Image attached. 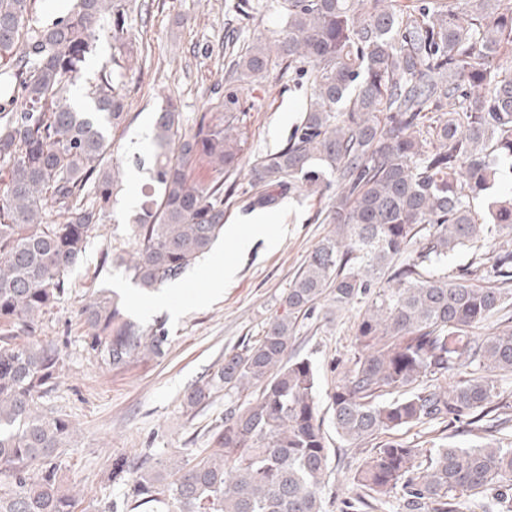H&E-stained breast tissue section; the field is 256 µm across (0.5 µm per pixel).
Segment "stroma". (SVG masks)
<instances>
[{
  "mask_svg": "<svg viewBox=\"0 0 512 512\" xmlns=\"http://www.w3.org/2000/svg\"><path fill=\"white\" fill-rule=\"evenodd\" d=\"M238 0H136L132 13L134 52L128 61V121L108 131L114 156L123 165L122 189L102 224L93 231L86 252L70 275L69 290L45 316L40 340L62 341L64 371L59 387L44 401L46 410L75 423L77 435L64 448L65 482L79 491L85 512H112L122 487L103 475L114 457L146 453L160 459L185 458L208 445L207 431L224 416V396L188 417L184 396L189 388L224 362L242 343L254 341L279 298L311 251L329 234L320 223L326 200L302 191L276 207L253 210L238 198L224 211V237L212 252L180 279L158 292V305L143 303L139 288L112 257L131 251L130 228L140 212L142 189L149 181L156 115L167 103L177 105L185 125L224 96L229 47L245 50L256 37L280 39L283 24L276 13L260 11L240 20ZM306 75L273 71L245 91L261 109L247 115L248 140L234 174L247 185L255 156L278 149L289 136L310 97ZM264 225L253 234L254 225ZM249 237L240 246V237ZM235 273L225 278V265ZM116 292L130 318L162 324L169 336L160 359H137L121 372L108 371L90 359L83 338L89 327L81 314L90 296ZM358 311L320 303L312 318L302 320L294 348L316 364L321 390H329L335 367L355 350ZM331 472L324 490L326 512H405L389 499L375 508L364 504V490L354 476L375 453L377 443L342 441L332 425L324 427ZM396 441L422 448L471 446L483 442V431L459 424L424 425L394 432Z\"/></svg>",
  "mask_w": 512,
  "mask_h": 512,
  "instance_id": "obj_1",
  "label": "stroma"
}]
</instances>
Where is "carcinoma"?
Wrapping results in <instances>:
<instances>
[{
	"mask_svg": "<svg viewBox=\"0 0 512 512\" xmlns=\"http://www.w3.org/2000/svg\"><path fill=\"white\" fill-rule=\"evenodd\" d=\"M37 0H0V512H77L62 449L76 433L43 410L64 363L53 341L32 340L66 294L112 203L122 169L109 161L105 126L128 120L126 0H75L51 23L31 25ZM284 23L274 44L256 37L230 61L218 112L191 130L170 104L157 113L152 184L133 250L114 261L142 292L180 278L224 233L227 184L246 142L245 87L273 69L305 68L311 95L285 144L260 155L249 204L268 209L308 187L328 200L333 225L300 267L254 343L185 394L186 412L226 391L210 447L169 463L112 459L124 484L112 512H324L330 471L319 415L318 370L291 352L299 322L327 299L358 307V348L328 393L338 437L362 443L403 428L482 420L512 375V190L484 210L504 171L512 175V0H275ZM112 30V58L86 88H71L95 52L96 26ZM204 158L209 176L191 174ZM486 248L479 265L448 278L449 256ZM487 281L470 282V276ZM89 357L112 372L161 358L168 336L131 319L117 297L82 309ZM497 317L496 331L474 329ZM26 336L25 344L15 340ZM458 376L445 391L434 381ZM512 420L482 427L470 448L387 441L354 476L375 501L397 495L409 512H457L456 500L496 491L487 512H509Z\"/></svg>",
	"mask_w": 512,
	"mask_h": 512,
	"instance_id": "1",
	"label": "carcinoma"
}]
</instances>
